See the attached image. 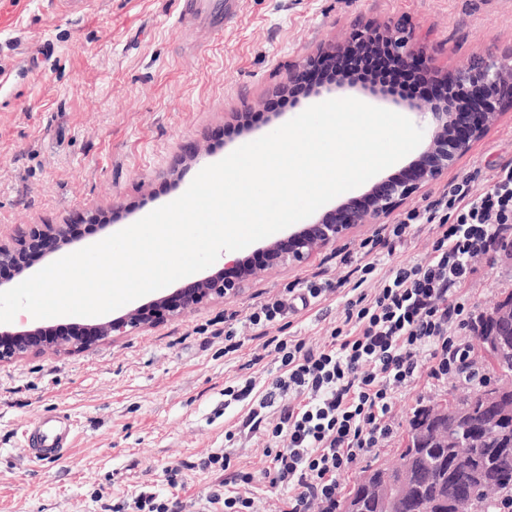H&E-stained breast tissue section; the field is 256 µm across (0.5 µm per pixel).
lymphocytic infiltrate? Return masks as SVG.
Segmentation results:
<instances>
[{"mask_svg": "<svg viewBox=\"0 0 512 512\" xmlns=\"http://www.w3.org/2000/svg\"><path fill=\"white\" fill-rule=\"evenodd\" d=\"M349 67L360 80L378 82L404 98L416 97L425 85L372 58L352 59ZM474 181L471 175L454 178L432 203L389 225L384 243L391 251L420 225L431 226L425 262L396 265L380 278L376 243L362 242L364 260L353 269L345 316L322 343L309 346L271 333L295 304L306 307L325 297V286L312 280L303 281L293 297H270L244 317L230 316L225 354L237 352L241 333L248 332L262 339L279 363L272 391L259 398L251 396V380L224 389L233 400L252 401L224 440L232 444L242 434L262 438L269 459L263 475L286 493L278 512H311L315 505L320 512H336L338 477L386 437L395 389L412 380L420 361H427L428 377L438 380L468 359V348L450 334L465 311L458 292L474 271L473 259L507 242L512 161L496 168L487 188H475ZM375 277L378 288L366 292L365 283ZM201 467L225 474L221 491L205 495L213 512H255L253 498L241 491L255 476L233 471L230 453L211 454Z\"/></svg>", "mask_w": 512, "mask_h": 512, "instance_id": "1", "label": "lymphocytic infiltrate"}]
</instances>
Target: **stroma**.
Instances as JSON below:
<instances>
[{
  "label": "stroma",
  "instance_id": "obj_1",
  "mask_svg": "<svg viewBox=\"0 0 512 512\" xmlns=\"http://www.w3.org/2000/svg\"><path fill=\"white\" fill-rule=\"evenodd\" d=\"M178 0H0V241L30 224H79L100 212L121 230L188 188L205 166L258 139L311 105L353 97L406 106L361 86L326 83L289 100L296 65L368 22L405 25L416 46L445 70L486 54L512 53V0H238L221 33L178 24ZM260 115L242 130L239 113ZM203 153L191 158V147ZM512 160V110L450 170L481 168L476 188ZM363 224L312 262L262 273L235 298L93 349L48 352L0 366V512H104L140 492L164 495L169 512H203L215 483L201 462L224 448V433L248 411L225 404L224 388L254 379L257 392L278 374L274 355L244 337L224 353V320L246 314L291 284L316 280L333 292L287 314L283 336L322 342L343 319L344 255L383 233ZM461 292L465 323L453 334L475 369L499 379L474 332L479 317L512 290V253L480 255ZM479 387L454 372L419 371L393 399L390 432L339 478L349 497L365 470L397 462L416 410L445 406ZM67 413L76 434L61 458L35 464L23 429ZM175 484H168V475Z\"/></svg>",
  "mask_w": 512,
  "mask_h": 512
}]
</instances>
